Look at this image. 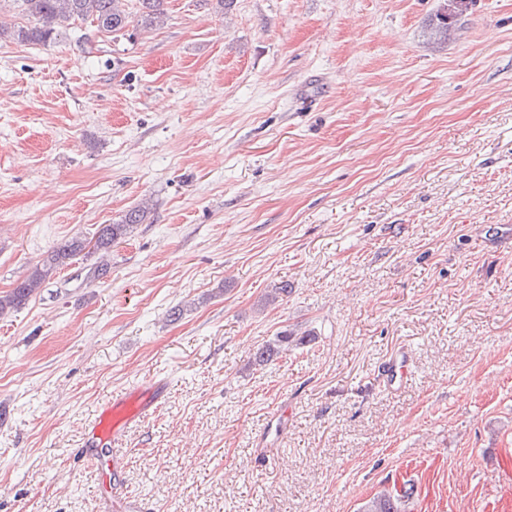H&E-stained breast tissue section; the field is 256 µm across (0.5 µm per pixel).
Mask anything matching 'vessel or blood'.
Masks as SVG:
<instances>
[{"label": "vessel or blood", "instance_id": "1", "mask_svg": "<svg viewBox=\"0 0 512 512\" xmlns=\"http://www.w3.org/2000/svg\"><path fill=\"white\" fill-rule=\"evenodd\" d=\"M167 395L164 380L150 377L124 393L103 400L84 430L79 453L87 463H96L102 450L118 447L127 430L145 420Z\"/></svg>", "mask_w": 512, "mask_h": 512}]
</instances>
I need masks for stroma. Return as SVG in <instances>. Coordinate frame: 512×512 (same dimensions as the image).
I'll use <instances>...</instances> for the list:
<instances>
[{
  "mask_svg": "<svg viewBox=\"0 0 512 512\" xmlns=\"http://www.w3.org/2000/svg\"><path fill=\"white\" fill-rule=\"evenodd\" d=\"M441 5L167 0L133 41L0 40V294L153 202L102 278L78 255L0 319V512H112L111 453L75 451L152 376L121 473L145 512L407 481L412 512H512V0L443 38ZM292 342V333L281 332L276 336L274 342H269L259 347L253 354V362L256 365L266 364L274 355L288 349V344ZM166 395L165 381L150 377L124 393L103 400L84 430L81 448H78L81 458L95 466L100 451L112 447V471L117 475L124 461L117 450L120 441L134 423L148 418Z\"/></svg>",
  "mask_w": 512,
  "mask_h": 512,
  "instance_id": "1",
  "label": "stroma"
}]
</instances>
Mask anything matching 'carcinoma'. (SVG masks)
Wrapping results in <instances>:
<instances>
[{"mask_svg":"<svg viewBox=\"0 0 512 512\" xmlns=\"http://www.w3.org/2000/svg\"><path fill=\"white\" fill-rule=\"evenodd\" d=\"M27 16L35 19L32 26L9 27L0 24V39L9 36L21 43L49 45L54 43L69 26L80 22L99 33L132 39V13L127 0H19ZM136 13L140 25L150 27L164 22L166 0H137ZM152 205L143 201L129 209L120 222L105 224L96 233L94 249L104 258L111 253L112 243L126 237L134 227L144 223ZM87 248L86 242L73 238L52 248L40 263L34 266L7 294L0 295V318L21 309L35 292L48 282L68 261ZM292 334L284 331L275 340L259 347L253 354L256 365L266 364L273 356L288 349ZM413 489L384 490L367 500L360 512H409Z\"/></svg>","mask_w":512,"mask_h":512,"instance_id":"cac0c4a2","label":"carcinoma"}]
</instances>
